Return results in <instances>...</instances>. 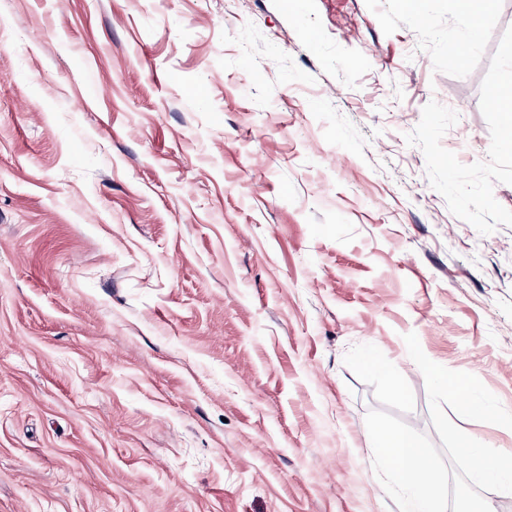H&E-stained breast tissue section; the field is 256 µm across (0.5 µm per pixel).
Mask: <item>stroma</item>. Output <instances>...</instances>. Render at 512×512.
Masks as SVG:
<instances>
[{
  "instance_id": "obj_1",
  "label": "stroma",
  "mask_w": 512,
  "mask_h": 512,
  "mask_svg": "<svg viewBox=\"0 0 512 512\" xmlns=\"http://www.w3.org/2000/svg\"><path fill=\"white\" fill-rule=\"evenodd\" d=\"M0 0V512H399L404 337L512 412V0ZM480 2L482 6L475 9L473 7V1H462L464 8L461 12V22L463 26L469 30L479 29L483 15L486 14L494 4L492 0H481Z\"/></svg>"
}]
</instances>
